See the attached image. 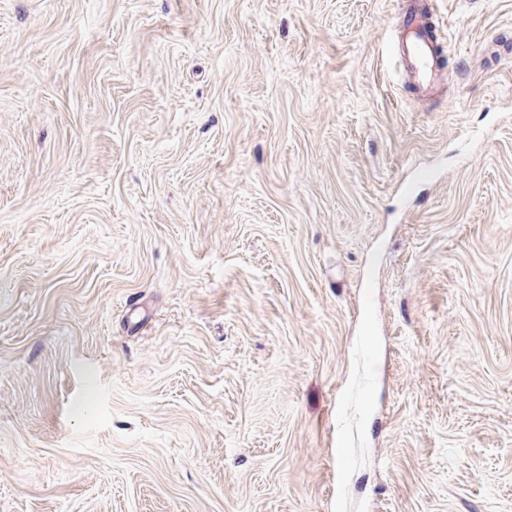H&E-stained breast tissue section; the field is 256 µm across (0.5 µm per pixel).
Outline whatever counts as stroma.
I'll use <instances>...</instances> for the list:
<instances>
[{"mask_svg": "<svg viewBox=\"0 0 512 512\" xmlns=\"http://www.w3.org/2000/svg\"><path fill=\"white\" fill-rule=\"evenodd\" d=\"M0 512H512V0H0ZM400 60L403 73L418 88L430 90L438 84L441 72L434 46L416 23L404 35Z\"/></svg>", "mask_w": 512, "mask_h": 512, "instance_id": "1", "label": "stroma"}]
</instances>
